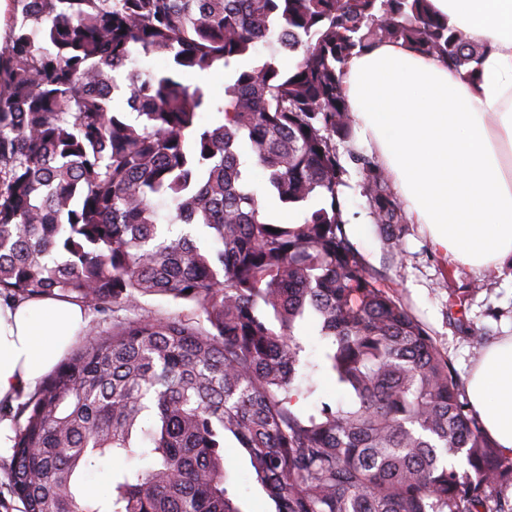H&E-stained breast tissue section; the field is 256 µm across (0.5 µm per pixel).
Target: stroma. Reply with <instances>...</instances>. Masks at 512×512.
I'll list each match as a JSON object with an SVG mask.
<instances>
[{"instance_id": "obj_1", "label": "stroma", "mask_w": 512, "mask_h": 512, "mask_svg": "<svg viewBox=\"0 0 512 512\" xmlns=\"http://www.w3.org/2000/svg\"><path fill=\"white\" fill-rule=\"evenodd\" d=\"M343 218L349 223H365L364 235H351V243L381 283L393 289L410 313L430 330L460 380H467L481 350L512 327V272L487 275L462 266L450 267L432 246L427 232L411 223L405 224L401 236L403 260L393 261L375 224L369 223L365 199L355 185L344 192ZM452 294L465 300V327H458L449 313L448 297ZM296 337L305 348L299 382L316 387L314 395L302 402L309 410L319 399L337 397L338 391L334 380L319 366L322 348L314 327L303 324ZM224 468L242 512H273L272 501L252 484L245 455L231 441L224 446Z\"/></svg>"}]
</instances>
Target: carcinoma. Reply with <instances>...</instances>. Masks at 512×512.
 <instances>
[{"mask_svg": "<svg viewBox=\"0 0 512 512\" xmlns=\"http://www.w3.org/2000/svg\"><path fill=\"white\" fill-rule=\"evenodd\" d=\"M10 2L0 298L60 294L104 315L147 295L192 305L112 321L17 407L25 512H242L228 440L275 512H512V456L354 248L341 202L347 61L388 41L473 81L485 47L430 0ZM152 55L168 68L145 66ZM186 72L224 73L220 104ZM245 152L284 207L319 205L268 221ZM346 153L398 261L404 206L375 158ZM307 320L340 393L311 412L315 388L296 383ZM102 459L112 473L92 493Z\"/></svg>", "mask_w": 512, "mask_h": 512, "instance_id": "carcinoma-1", "label": "carcinoma"}]
</instances>
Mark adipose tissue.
Here are the masks:
<instances>
[{"instance_id":"adipose-tissue-1","label":"adipose tissue","mask_w":512,"mask_h":512,"mask_svg":"<svg viewBox=\"0 0 512 512\" xmlns=\"http://www.w3.org/2000/svg\"><path fill=\"white\" fill-rule=\"evenodd\" d=\"M448 23L486 46L479 80L391 42L354 55L343 92L411 223L454 264L512 266V0H431ZM88 330L77 302L0 304V402L34 390ZM485 432L512 454V334L488 345L467 382Z\"/></svg>"}]
</instances>
